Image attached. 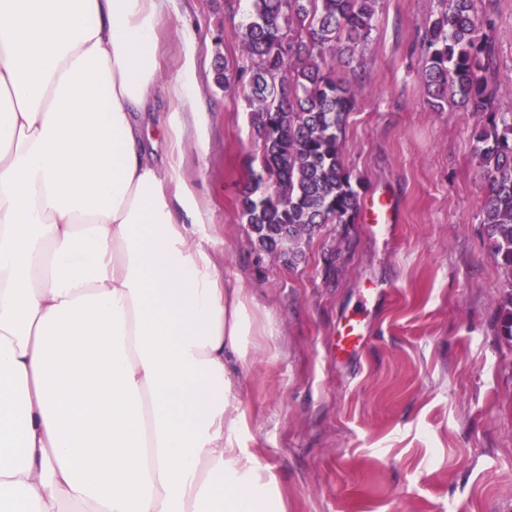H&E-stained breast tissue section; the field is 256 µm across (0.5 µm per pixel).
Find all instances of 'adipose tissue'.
Wrapping results in <instances>:
<instances>
[{"label": "adipose tissue", "instance_id": "ef3b65f1", "mask_svg": "<svg viewBox=\"0 0 512 512\" xmlns=\"http://www.w3.org/2000/svg\"><path fill=\"white\" fill-rule=\"evenodd\" d=\"M171 0H0V512H287L239 446L251 304L135 115Z\"/></svg>", "mask_w": 512, "mask_h": 512}]
</instances>
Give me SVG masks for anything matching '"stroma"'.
<instances>
[{"instance_id": "35a3bbf8", "label": "stroma", "mask_w": 512, "mask_h": 512, "mask_svg": "<svg viewBox=\"0 0 512 512\" xmlns=\"http://www.w3.org/2000/svg\"><path fill=\"white\" fill-rule=\"evenodd\" d=\"M496 80L512 87V0H494ZM436 0H379L344 131L361 202L384 195L394 222L325 224L290 260L242 222L243 188L261 169L244 94H225L213 63L246 65L238 28L248 0H173L159 27V86L196 44L207 138L186 133L181 175L211 214L215 258L257 316L239 369V443L275 475L288 512H512V347L497 334L507 287L487 244L486 184L470 147L477 116L433 111L418 37ZM166 101L141 118L167 160ZM365 345L340 354L347 316Z\"/></svg>"}]
</instances>
